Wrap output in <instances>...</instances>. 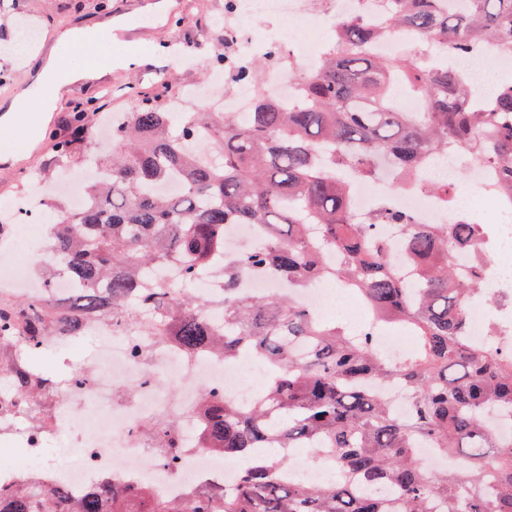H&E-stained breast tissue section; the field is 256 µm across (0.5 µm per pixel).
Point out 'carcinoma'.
Masks as SVG:
<instances>
[{"label":"carcinoma","mask_w":512,"mask_h":512,"mask_svg":"<svg viewBox=\"0 0 512 512\" xmlns=\"http://www.w3.org/2000/svg\"><path fill=\"white\" fill-rule=\"evenodd\" d=\"M386 0L384 27L410 28L422 39L415 56L381 59L370 53L377 31L363 18H343L307 74L288 65L301 91L284 108L258 100L245 118L226 112L176 115L157 96L112 127V151L96 155L99 178L86 204L72 209L45 202L51 262L37 269L46 291L36 298L0 299V350L16 381L0 387L21 398L48 387L18 352L39 338L73 336L86 320L133 321L137 304L157 310L153 330L192 353L204 347L229 358L249 351L274 366L260 398L248 409L218 391L204 397L201 447L246 461L235 484L192 492L180 503L136 484L108 481L74 502L50 485L23 478L0 488V512H512V439L496 437L490 412H512V356L493 337L470 340L467 307L482 286L480 270L462 272L449 244H472L479 224H421L381 204L370 223L352 219L351 179L377 175L389 159L403 174L420 159L456 147L496 172L512 190V81L482 95L448 64L456 53L492 41L512 53V0ZM272 47L246 66L220 47L212 58L232 83H261ZM422 98V112H403L397 95ZM211 130L199 145L195 128ZM81 124L58 145V156L93 139ZM175 183L173 195L162 188ZM262 224L266 238L252 252L224 258V226ZM378 224L405 228L414 263L413 285L403 283L376 235ZM334 252V263L328 254ZM224 260L221 320L191 287ZM171 265L186 284L163 279ZM265 270L298 288L315 280L346 281L371 313L407 328L418 346L391 362L370 339L318 318L286 296L243 295L245 269ZM65 275L78 288L53 292ZM406 387L410 414L397 415L372 387ZM322 443L342 475L323 485L280 480L286 448ZM466 460L462 471L427 470L414 449Z\"/></svg>","instance_id":"1"}]
</instances>
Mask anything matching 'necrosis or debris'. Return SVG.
Masks as SVG:
<instances>
[{
	"label": "necrosis or debris",
	"mask_w": 512,
	"mask_h": 512,
	"mask_svg": "<svg viewBox=\"0 0 512 512\" xmlns=\"http://www.w3.org/2000/svg\"><path fill=\"white\" fill-rule=\"evenodd\" d=\"M280 11L309 16L321 27H331L336 17L361 16L380 26V0H235L226 24L229 39L243 45V57L265 52L271 45L262 32L246 30L247 21L261 11ZM453 64L466 72L473 84H482L491 70L512 65V57L500 54L489 43L453 58ZM433 184L452 186L450 197L428 193ZM392 207L410 213L423 224H451L464 219L477 222L481 207L494 214L486 253L460 248L454 254L464 270L483 265L485 298L469 307L470 334L480 340L488 325H495L496 339L504 353H512V195L493 183L487 166L473 163L460 151H449L442 166L422 163L408 176H400L390 162H383L380 175L362 183L353 212L365 220L380 198ZM239 285L249 294L275 290L291 294L300 305L319 314L331 312L341 301L353 298L350 287L329 291L315 283L296 288L287 281L264 273L245 272ZM96 340L90 364L78 365L73 375L58 378L47 353L57 345L72 347L82 339ZM30 363L51 390H64L65 400L54 401L41 429H33V406L25 399L15 400L8 415L0 417V443L8 449L10 463L0 466V478L15 479L30 473L43 481L52 480L58 466L51 446L62 433L69 434L79 454L69 465L65 493L77 500L102 479L131 481L158 491L165 498L179 501L200 486L215 483L232 485L239 470L226 466L223 455L201 447L203 421L197 407L203 392L218 388L226 399L248 408L259 393L241 384L238 370L223 356L210 350L186 357L176 345L159 340L141 324L114 326L108 323L84 325L79 335L57 341L49 337L30 349ZM166 421L178 442L176 464L162 461L154 427Z\"/></svg>",
	"instance_id": "4bbe7bcc"
}]
</instances>
